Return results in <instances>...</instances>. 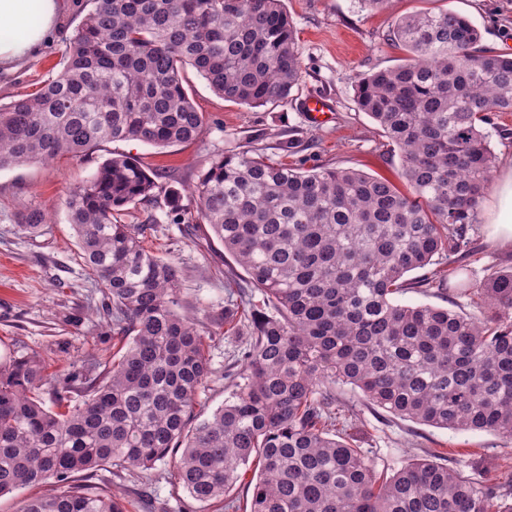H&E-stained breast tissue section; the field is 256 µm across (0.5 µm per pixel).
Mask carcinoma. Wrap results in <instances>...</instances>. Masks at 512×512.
I'll return each mask as SVG.
<instances>
[{
    "label": "carcinoma",
    "mask_w": 512,
    "mask_h": 512,
    "mask_svg": "<svg viewBox=\"0 0 512 512\" xmlns=\"http://www.w3.org/2000/svg\"><path fill=\"white\" fill-rule=\"evenodd\" d=\"M82 20L57 75L0 105V168L85 157L105 143L158 147L205 127L184 86L192 67L224 100L260 107L301 79L282 0H76ZM407 56L355 81V102L401 152L400 191L352 168L302 170L258 149L215 159L192 193L197 216L263 294L247 317L229 307L181 313L178 263L144 245L128 207L182 192L134 157L111 154L64 206L83 259L112 301L122 346L112 365L55 379L35 355L0 367V496L48 484L19 512H126L75 483L123 477L174 458L195 501L226 493L256 464L251 512H512V473L477 483L426 459L386 476L347 439L355 413L336 386L436 428L512 438V267L475 288L476 314L402 304L406 274L468 247L496 165L484 125L512 112V57L480 47L451 11L398 17L386 34ZM48 223L28 204L18 224ZM244 321L249 339L224 371V404L196 397L215 376L210 326ZM49 392L52 405L43 398ZM79 391L84 399L71 400Z\"/></svg>",
    "instance_id": "obj_1"
}]
</instances>
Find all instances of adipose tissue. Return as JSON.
<instances>
[{
	"label": "adipose tissue",
	"mask_w": 512,
	"mask_h": 512,
	"mask_svg": "<svg viewBox=\"0 0 512 512\" xmlns=\"http://www.w3.org/2000/svg\"><path fill=\"white\" fill-rule=\"evenodd\" d=\"M59 8V0H0V69L39 51L53 30ZM488 226L492 241L512 244V171L498 186Z\"/></svg>",
	"instance_id": "obj_1"
}]
</instances>
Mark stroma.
Returning a JSON list of instances; mask_svg holds the SVG:
<instances>
[{
  "instance_id": "obj_1",
  "label": "stroma",
  "mask_w": 512,
  "mask_h": 512,
  "mask_svg": "<svg viewBox=\"0 0 512 512\" xmlns=\"http://www.w3.org/2000/svg\"><path fill=\"white\" fill-rule=\"evenodd\" d=\"M294 29L301 80L288 100L251 108L218 96L194 69H186L185 86L196 107L207 118L199 138L187 144L157 147L138 140L115 141L89 157H62L50 164L28 163L0 168V363L15 356L35 355L50 374L81 369L88 355L101 363L112 361V319L104 310L101 281L86 267L63 198L69 188L89 179L109 154L137 158L146 169L182 186L183 210L170 212L163 204L137 205L126 218L147 225L146 247L176 260L183 272L186 303L223 308L230 290L228 279L246 274L226 256L208 226L189 230L187 217L198 200L191 189L219 156L248 148L259 149L276 161L304 170L323 167L353 168L396 179L401 153L382 130L354 102V82L370 69L400 64L403 51L386 41L385 34L401 15L416 11L449 10L468 17L480 30L483 47L512 55V0H392L388 9L372 11L362 0H283ZM80 19L67 7L52 39L33 57L9 70H0V103L36 91L56 76L66 41ZM307 95L321 96L332 107L330 121L310 122L300 107ZM496 153L494 181H501L512 163V112H498L487 128ZM293 140L291 152L280 144ZM35 203L50 211L51 221L41 232L21 230L17 214ZM512 266V248L492 246L484 224H476L468 252L443 258L441 264L409 273L415 289L402 297L413 305L430 304L470 314L472 295L457 283L478 285L490 271ZM442 274L447 288L418 287V280ZM246 341L242 327L217 329L209 349L215 376L197 401L204 415L224 402L225 368L234 364ZM338 402L356 410L359 418L349 432L357 448L371 449L378 471L392 473L412 459L426 458L457 469L482 482L512 467V439L485 431L455 432L421 425L367 406L358 390L336 389ZM172 465L161 461L129 482L99 471L93 483L122 494L129 512H142L139 496L151 493L163 512H214L200 506L175 485Z\"/></svg>"
}]
</instances>
